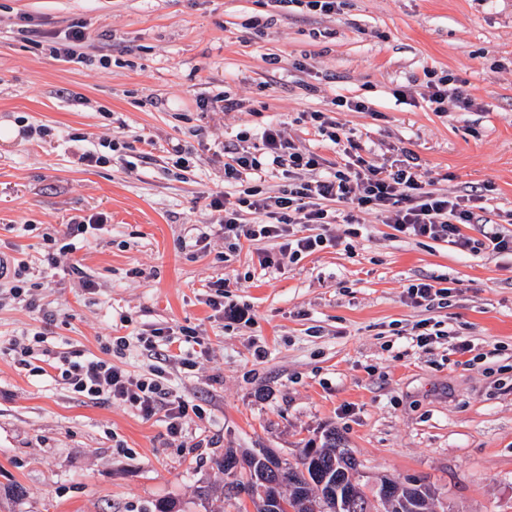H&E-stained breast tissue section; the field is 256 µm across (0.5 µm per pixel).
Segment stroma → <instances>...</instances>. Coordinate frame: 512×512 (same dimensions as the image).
I'll use <instances>...</instances> for the list:
<instances>
[{"instance_id":"1","label":"stroma","mask_w":512,"mask_h":512,"mask_svg":"<svg viewBox=\"0 0 512 512\" xmlns=\"http://www.w3.org/2000/svg\"><path fill=\"white\" fill-rule=\"evenodd\" d=\"M75 27L80 58L57 59ZM427 70L463 101L434 111L415 85ZM224 94L239 108L212 111ZM316 111L363 157L405 147L438 192L478 191L464 236L512 237V0H342L330 16L267 0H0V253L26 260L37 303L0 299V512H254L224 497L225 449L292 462L329 429L367 486L419 476L450 512H512V254L406 237L372 212L277 269L260 265L277 241H224L210 202L225 143L278 123L334 165L337 146L306 133ZM110 140L108 163L81 161ZM94 215L88 245L50 265L45 236ZM428 277L449 297L410 304ZM220 279L249 321L209 305ZM423 320L442 335L420 347ZM157 328L194 330L193 369L140 345ZM38 332L80 359L130 337L113 363L162 371L203 418L174 438L162 414L30 375L3 348Z\"/></svg>"}]
</instances>
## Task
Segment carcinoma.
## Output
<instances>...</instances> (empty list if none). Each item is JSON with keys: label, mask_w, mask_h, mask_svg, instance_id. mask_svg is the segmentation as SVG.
<instances>
[{"label": "carcinoma", "mask_w": 512, "mask_h": 512, "mask_svg": "<svg viewBox=\"0 0 512 512\" xmlns=\"http://www.w3.org/2000/svg\"><path fill=\"white\" fill-rule=\"evenodd\" d=\"M224 470V496L247 495L255 512H434L437 488L424 478L409 486L381 479L366 493L360 463L342 446L336 432L324 436L319 448H305L296 462H283L272 452L237 453L228 449L219 461Z\"/></svg>", "instance_id": "1"}]
</instances>
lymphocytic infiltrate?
I'll return each mask as SVG.
<instances>
[{"label":"lymphocytic infiltrate","instance_id":"lymphocytic-infiltrate-1","mask_svg":"<svg viewBox=\"0 0 512 512\" xmlns=\"http://www.w3.org/2000/svg\"><path fill=\"white\" fill-rule=\"evenodd\" d=\"M224 153L229 158L224 181L243 187L244 193L236 198L216 194L210 206L218 214L225 239L279 240L278 256H264L263 268L279 266L281 257L294 260L329 243L330 235H308L304 229L335 223L336 215L328 208L332 202L351 205L353 212L345 217L349 224L356 223L357 212L373 211L403 235L450 241L465 250L475 247L460 232L461 225L473 218L470 197L451 198L431 189L410 150L397 149L395 157L380 164L359 156L328 169L322 157L296 147L283 138L280 126L271 125L255 142L240 134ZM276 173L287 178V190L278 196L263 195L261 184ZM245 209L260 215V222H244ZM47 365L80 396L99 403L119 401L146 417L163 413L166 430L174 438L182 436L192 418L204 414L200 405L189 403L163 381L133 376L105 358L74 361L59 355Z\"/></svg>","mask_w":512,"mask_h":512}]
</instances>
